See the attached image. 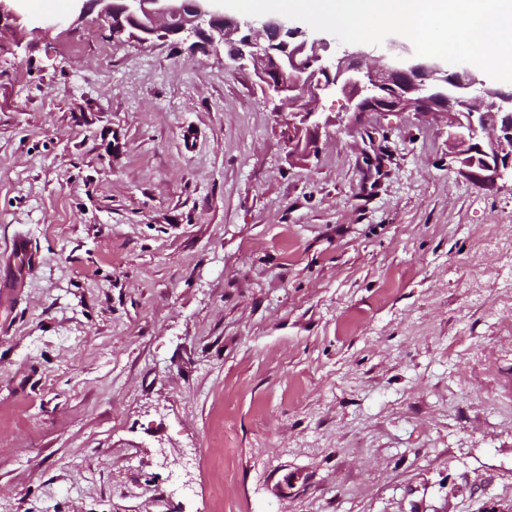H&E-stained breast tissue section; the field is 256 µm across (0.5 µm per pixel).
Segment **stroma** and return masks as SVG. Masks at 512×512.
Segmentation results:
<instances>
[{"label":"stroma","instance_id":"35a3bbf8","mask_svg":"<svg viewBox=\"0 0 512 512\" xmlns=\"http://www.w3.org/2000/svg\"><path fill=\"white\" fill-rule=\"evenodd\" d=\"M24 8L64 23L0 38V512H512V182L414 114L290 163L227 55Z\"/></svg>","mask_w":512,"mask_h":512}]
</instances>
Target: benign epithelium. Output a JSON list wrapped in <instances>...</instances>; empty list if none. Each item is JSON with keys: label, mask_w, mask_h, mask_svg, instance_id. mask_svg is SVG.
Segmentation results:
<instances>
[{"label": "benign epithelium", "mask_w": 512, "mask_h": 512, "mask_svg": "<svg viewBox=\"0 0 512 512\" xmlns=\"http://www.w3.org/2000/svg\"><path fill=\"white\" fill-rule=\"evenodd\" d=\"M75 20L96 14L110 36L139 46L156 41L192 50L225 51L235 69L248 71L262 91L292 109L282 138L288 158L302 162L320 129L353 126L367 112H415L444 122L457 172L494 189L512 180V92L487 87L478 71L450 73L434 58L411 60L391 43L379 51L362 45L338 55L324 38L288 23L230 16L211 0H77ZM61 21L33 19L18 0H0V35L49 36ZM321 94L339 95L343 111L322 120L313 105Z\"/></svg>", "instance_id": "obj_1"}]
</instances>
